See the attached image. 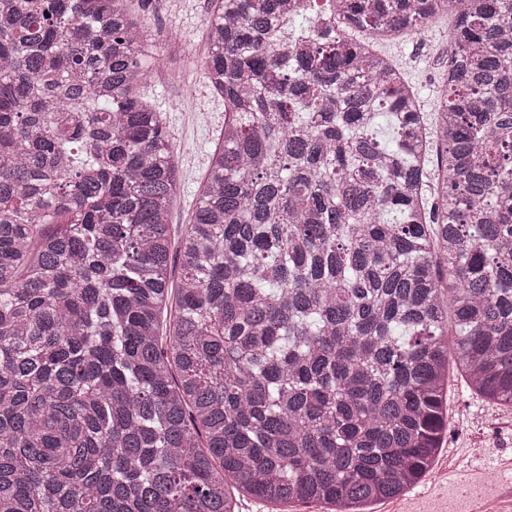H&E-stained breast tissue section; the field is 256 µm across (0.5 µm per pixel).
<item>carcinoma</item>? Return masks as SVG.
I'll return each mask as SVG.
<instances>
[{"mask_svg": "<svg viewBox=\"0 0 512 512\" xmlns=\"http://www.w3.org/2000/svg\"><path fill=\"white\" fill-rule=\"evenodd\" d=\"M130 2L0 0V512L408 494L450 375L512 407V0H333L298 28L213 0L224 132L178 236ZM448 12L429 121L376 46Z\"/></svg>", "mask_w": 512, "mask_h": 512, "instance_id": "carcinoma-1", "label": "carcinoma"}]
</instances>
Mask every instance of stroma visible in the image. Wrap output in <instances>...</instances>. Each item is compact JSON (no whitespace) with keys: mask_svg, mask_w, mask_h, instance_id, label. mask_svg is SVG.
<instances>
[{"mask_svg":"<svg viewBox=\"0 0 512 512\" xmlns=\"http://www.w3.org/2000/svg\"><path fill=\"white\" fill-rule=\"evenodd\" d=\"M134 8L149 13L161 48L149 62L139 93L167 120L170 139L182 170L181 193L170 222L188 223L196 191L208 170V156L224 126V103L206 83V24L211 0H134ZM453 15L444 13L423 34L383 43L381 53L392 58L419 91L422 109L436 111L444 91V59ZM448 434L441 453L447 468L465 462L467 449H481L491 470L490 485L512 484V471L498 469L512 459V408L483 401L460 377L450 380Z\"/></svg>","mask_w":512,"mask_h":512,"instance_id":"1","label":"stroma"}]
</instances>
